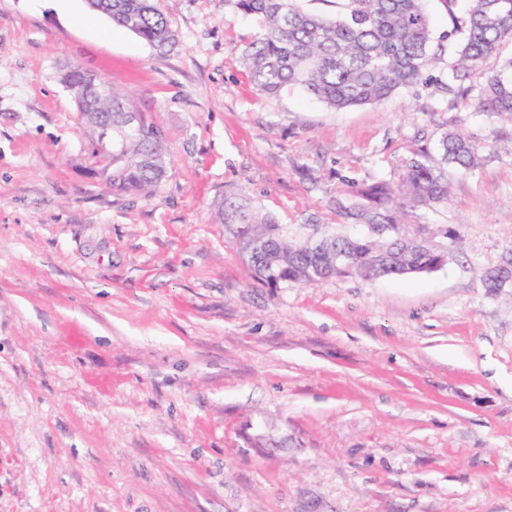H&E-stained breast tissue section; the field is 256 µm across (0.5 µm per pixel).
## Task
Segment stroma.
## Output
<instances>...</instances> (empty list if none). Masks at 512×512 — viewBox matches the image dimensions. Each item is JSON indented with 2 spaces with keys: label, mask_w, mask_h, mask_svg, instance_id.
Listing matches in <instances>:
<instances>
[{
  "label": "stroma",
  "mask_w": 512,
  "mask_h": 512,
  "mask_svg": "<svg viewBox=\"0 0 512 512\" xmlns=\"http://www.w3.org/2000/svg\"><path fill=\"white\" fill-rule=\"evenodd\" d=\"M155 4L164 54L84 0H0V512H512V295L482 287L512 250V124L430 88L259 94L256 18ZM73 66L161 129L153 196L95 176ZM453 129L486 164L406 216L450 253L432 273L271 288L218 221L241 194L342 231L337 203Z\"/></svg>",
  "instance_id": "1"
}]
</instances>
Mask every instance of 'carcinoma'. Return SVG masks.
<instances>
[{
  "label": "carcinoma",
  "mask_w": 512,
  "mask_h": 512,
  "mask_svg": "<svg viewBox=\"0 0 512 512\" xmlns=\"http://www.w3.org/2000/svg\"><path fill=\"white\" fill-rule=\"evenodd\" d=\"M339 11L327 17L304 11L298 0H224V4L255 16L257 38L246 46L242 59L256 90L276 95L301 87L328 107L341 110L380 102L400 89L436 87L456 93L479 111L512 123V57L499 68L483 64L512 43V0H467L465 17L447 34L433 35L424 0H337ZM88 6L108 15L116 25L138 35L164 52L176 42L169 19L154 0H87ZM465 30L449 72L436 71L434 43ZM473 77L465 88L455 83ZM60 82L73 94L78 109L94 128L112 123V176L105 182L129 194L150 195L166 176L165 158H152L160 129L140 119L128 124L134 108L123 93L79 67L64 70ZM107 95L99 97L100 88ZM441 161L472 172L480 168L476 146L457 132L439 143ZM400 181L364 187L361 201L338 206L336 212L354 224L403 223L406 208H433L448 202V181L429 164L421 150L402 162ZM220 223L232 235L242 259L255 279L268 286L314 283L340 276L366 279L408 276L432 265L435 252L420 233L399 240L376 234L332 236L321 252H308L282 234L271 217L255 210L242 195L224 197ZM345 254L342 262L337 254Z\"/></svg>",
  "instance_id": "obj_1"
}]
</instances>
